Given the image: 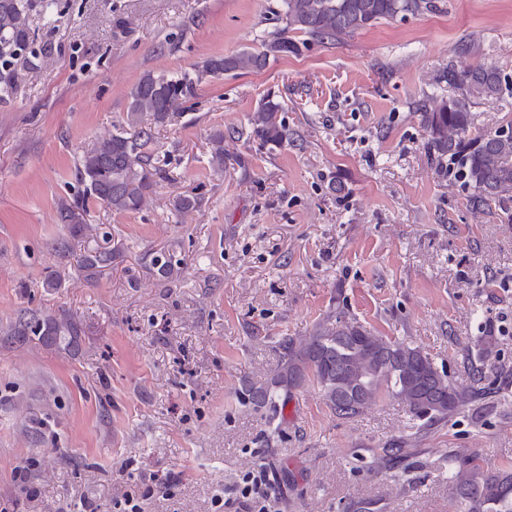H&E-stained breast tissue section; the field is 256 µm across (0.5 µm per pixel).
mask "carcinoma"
Wrapping results in <instances>:
<instances>
[{
    "label": "carcinoma",
    "mask_w": 512,
    "mask_h": 512,
    "mask_svg": "<svg viewBox=\"0 0 512 512\" xmlns=\"http://www.w3.org/2000/svg\"><path fill=\"white\" fill-rule=\"evenodd\" d=\"M55 4L56 0H0V100L9 95L35 55L31 12L37 6L48 12ZM434 8L433 0H275L269 14L279 26L259 46L209 59L193 76L144 74L129 92L122 129L85 148L77 159L75 177L85 193L61 204V223L73 236L88 230L89 198L116 213H133L145 206L158 180L166 176L165 159L153 148L152 128L178 118L183 101L203 78L261 71L270 60L297 55L311 43L333 42ZM448 87L454 90L452 96L430 97L420 107L428 153L439 173L471 191L472 208L505 207L512 203V135L480 127L473 108L492 100L512 112V81L494 67L479 65L461 72L448 69ZM281 112L282 103L267 93L238 136L272 149L294 142ZM225 162L224 132L218 130L211 137L209 163L214 172L222 173ZM121 258L118 248H96L82 254L77 265L90 282ZM142 260L162 283L176 279L182 265L170 250L148 251ZM80 333L64 310L56 314L27 310L10 329L20 342L38 337L69 344ZM277 348V372L266 383L248 389L252 404L268 413L275 432L280 430L288 398L309 380L316 383L325 406L342 420L364 414L387 396L418 419L438 421L479 396L449 380L421 347L381 336L341 310L316 323L305 336L280 337ZM448 494L460 512H512V469L489 472L474 455L450 454Z\"/></svg>",
    "instance_id": "obj_1"
}]
</instances>
